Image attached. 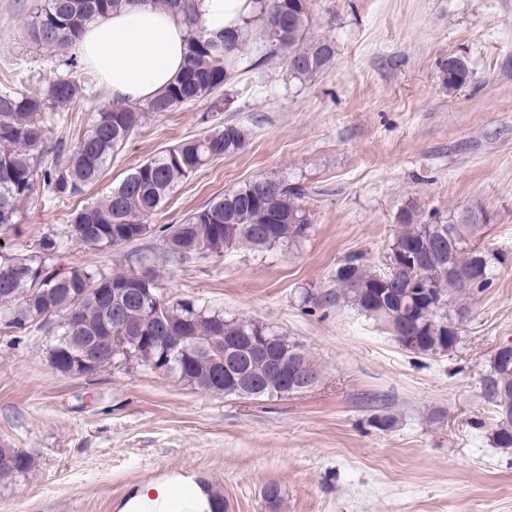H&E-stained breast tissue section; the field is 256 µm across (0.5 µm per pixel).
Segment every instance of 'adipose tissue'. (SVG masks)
<instances>
[{"instance_id": "adipose-tissue-1", "label": "adipose tissue", "mask_w": 512, "mask_h": 512, "mask_svg": "<svg viewBox=\"0 0 512 512\" xmlns=\"http://www.w3.org/2000/svg\"><path fill=\"white\" fill-rule=\"evenodd\" d=\"M212 31L244 25L252 0H196ZM187 29L181 17L149 5H134L88 24L81 55L113 100L139 102L158 94L182 71ZM220 500L195 474L134 486L119 512H216Z\"/></svg>"}]
</instances>
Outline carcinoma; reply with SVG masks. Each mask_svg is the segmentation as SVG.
I'll return each mask as SVG.
<instances>
[{
  "label": "carcinoma",
  "mask_w": 512,
  "mask_h": 512,
  "mask_svg": "<svg viewBox=\"0 0 512 512\" xmlns=\"http://www.w3.org/2000/svg\"><path fill=\"white\" fill-rule=\"evenodd\" d=\"M313 0H254L256 15L231 34H211L199 17L194 0H34L26 21L27 35L39 49L55 55L69 54L76 64V43L86 25L112 12L135 4H151L184 18L187 27L186 57L182 72L162 92L143 103L119 102L98 112L90 128L75 144L51 140V128L63 113L82 97L83 85L69 73L50 71L42 85L30 90L21 75L0 81V228L19 223L22 205L37 190L58 201L84 195L97 181L107 163L151 114L173 112L179 107L207 99L224 88L237 67L248 42L251 27L259 21L263 38L272 51L284 54L288 71L297 79L311 78L329 67L336 57V44L311 32ZM442 81L451 89L465 85L470 77L467 63L458 57L441 65ZM244 132L236 125L214 127L185 139L131 169L99 199L70 214L74 238L100 250L113 247L126 237L134 242L151 231L150 219L174 190L214 159L237 152L244 145ZM446 224H420L416 204L408 202L397 213L399 231L388 253L409 252L425 260L421 274H403L393 279L392 269L370 268L358 254L347 256L336 268V299L353 303L366 316L387 326L399 344L415 354H445L462 339L460 327L466 307L449 308L455 293L481 289L490 280L492 262L503 258L474 245L485 220L465 211ZM310 219L301 205L300 190L282 180L256 178L224 193L193 212L176 230L164 231L163 255L177 263L207 253L221 255L228 249L260 251L290 242L307 233ZM51 239L39 243L41 254L0 256V324L21 333L32 324L40 309L64 307L81 288H102L104 295L88 296L80 303L81 329L86 343L110 353L115 337L134 345L145 336H181L190 326L197 336L212 338L209 351L196 353L190 363L181 354H171L166 371L196 384L211 377L215 358L224 357V338L258 336L272 353L286 351L303 373L322 378L320 365L305 345L273 332L262 323L224 318L189 301L167 302L160 316L144 311L141 304H126L130 272L97 274L74 267L64 274L48 266ZM125 305L126 325L112 323V308ZM81 343L61 332L51 346V359L78 353ZM502 348L491 357L482 378L483 396L498 408L501 425L495 434L498 448L512 449V350L503 359ZM241 372L262 388L260 397L297 394L295 381L270 368L263 358L237 357ZM10 457L13 475L32 470L31 456L13 448H0V458Z\"/></svg>",
  "instance_id": "cac0c4a2"
}]
</instances>
